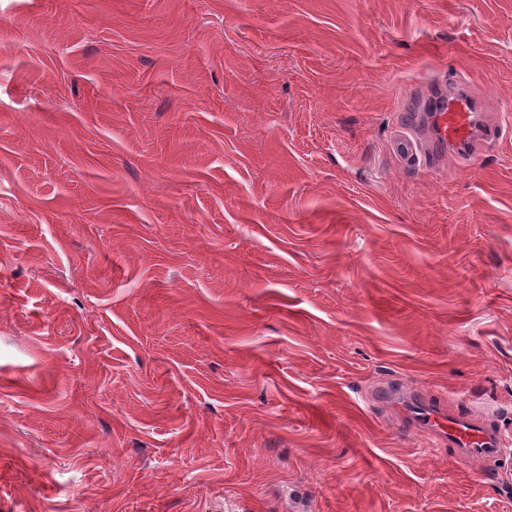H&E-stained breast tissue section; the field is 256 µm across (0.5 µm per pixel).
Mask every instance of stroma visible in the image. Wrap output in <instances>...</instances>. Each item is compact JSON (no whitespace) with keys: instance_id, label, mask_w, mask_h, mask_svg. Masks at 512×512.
I'll return each instance as SVG.
<instances>
[{"instance_id":"obj_1","label":"stroma","mask_w":512,"mask_h":512,"mask_svg":"<svg viewBox=\"0 0 512 512\" xmlns=\"http://www.w3.org/2000/svg\"><path fill=\"white\" fill-rule=\"evenodd\" d=\"M0 512H512V0H0ZM479 98L463 79L448 81V93L433 98L426 120L434 144L459 156L468 165L481 154L480 144L486 136L478 118ZM402 412L424 433L448 440L461 459L477 464L497 459L505 439L501 429L479 419L438 412L418 401H408Z\"/></svg>"}]
</instances>
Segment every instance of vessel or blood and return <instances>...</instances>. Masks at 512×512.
I'll return each mask as SVG.
<instances>
[{"label":"vessel or blood","mask_w":512,"mask_h":512,"mask_svg":"<svg viewBox=\"0 0 512 512\" xmlns=\"http://www.w3.org/2000/svg\"><path fill=\"white\" fill-rule=\"evenodd\" d=\"M478 112L479 98L472 86L462 79L449 81L447 91L434 97L426 114L437 149L449 150L468 163L478 158L486 135ZM397 149L407 160L421 162L424 169L437 164L436 154L420 155L411 138L399 141ZM403 412L422 432L447 439L470 464L497 459L504 444L500 428L479 419L446 415L417 401L406 402Z\"/></svg>","instance_id":"1"}]
</instances>
